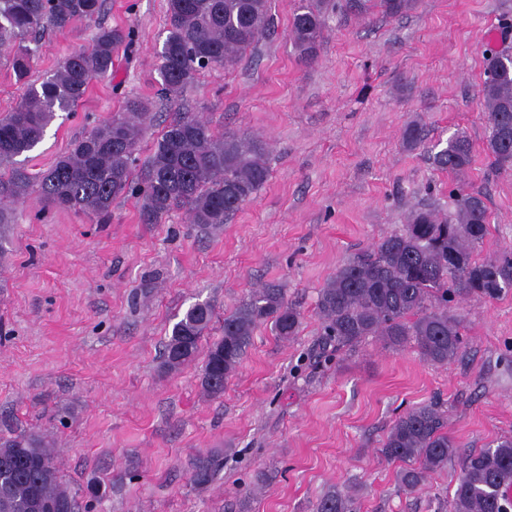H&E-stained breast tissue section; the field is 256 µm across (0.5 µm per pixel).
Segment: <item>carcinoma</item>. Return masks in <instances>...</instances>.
Instances as JSON below:
<instances>
[{"instance_id":"obj_1","label":"carcinoma","mask_w":512,"mask_h":512,"mask_svg":"<svg viewBox=\"0 0 512 512\" xmlns=\"http://www.w3.org/2000/svg\"><path fill=\"white\" fill-rule=\"evenodd\" d=\"M415 0H343L342 7L364 17L378 10L395 17ZM102 0H0V46L15 49L12 69L25 81L21 102L0 116V256L3 235L14 223L13 205L27 197L38 179L45 208L88 213L110 220L112 203L137 199L142 224H158L176 209L190 223L217 229L231 223L241 206L270 178L266 142L236 132L217 133L194 112H175L147 162L136 168V153L152 121L149 103L125 99L120 111L75 140L71 149L38 176L16 166L17 158L42 141L56 113L71 114L90 83L112 69L114 49L132 40V30L96 27L90 49L77 51L39 83L28 81L36 59L31 44L47 31L73 23H94ZM328 0H299L290 33L300 56L313 60L326 28ZM271 0H167L166 37L158 52L163 94L178 97L208 67L235 65L248 50L274 33ZM479 97L489 127L486 150L504 171L512 170V59L495 54ZM437 170L459 175L471 168L474 147L462 132L446 147H426ZM487 206L460 185L454 209L431 204L410 213L400 232L384 236L367 254L346 260L319 290L316 314L335 350L352 349L372 337L398 350L413 343L426 361L444 366L463 354L462 323L448 314L455 299L494 298L512 290V253L485 257ZM214 321L208 302L191 305L163 345L162 367L176 371L195 360ZM269 323L287 341L299 332L302 314L278 284L252 289L224 315L222 336L207 347L201 373L203 393L224 394L255 329ZM457 445L448 415L438 403L419 404L393 423L379 453L398 465L399 486L414 492L427 478L448 468ZM220 459L199 453L191 460L194 483H212ZM512 486V436L468 455L445 512H503ZM0 512H75L62 484L49 441L37 432L0 437ZM315 512H351L343 490L324 494Z\"/></svg>"}]
</instances>
